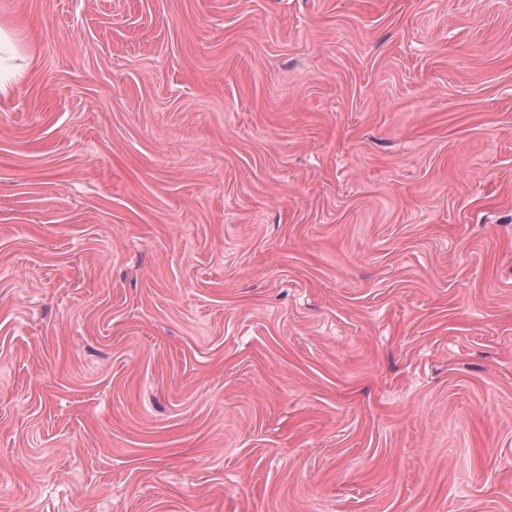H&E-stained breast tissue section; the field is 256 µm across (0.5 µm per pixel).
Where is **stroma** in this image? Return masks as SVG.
I'll return each mask as SVG.
<instances>
[{
    "instance_id": "stroma-1",
    "label": "stroma",
    "mask_w": 512,
    "mask_h": 512,
    "mask_svg": "<svg viewBox=\"0 0 512 512\" xmlns=\"http://www.w3.org/2000/svg\"><path fill=\"white\" fill-rule=\"evenodd\" d=\"M0 27V512H512V0ZM23 57L17 52L13 41L5 35L0 28V90L3 89L2 80L21 77L24 67L18 61Z\"/></svg>"
}]
</instances>
